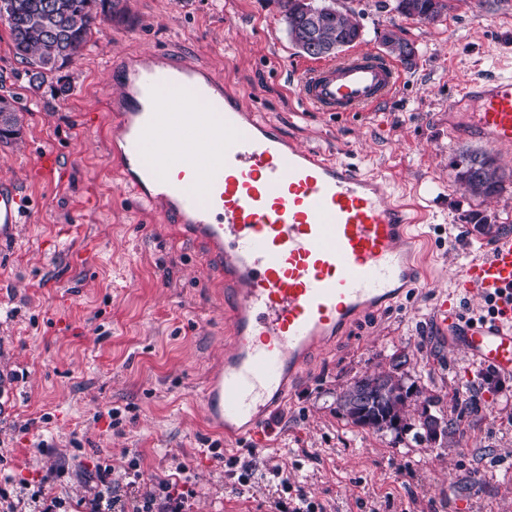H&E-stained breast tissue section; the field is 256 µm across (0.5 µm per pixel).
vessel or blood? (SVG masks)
Returning <instances> with one entry per match:
<instances>
[{
    "label": "vessel or blood",
    "instance_id": "obj_1",
    "mask_svg": "<svg viewBox=\"0 0 512 512\" xmlns=\"http://www.w3.org/2000/svg\"><path fill=\"white\" fill-rule=\"evenodd\" d=\"M107 70L124 189L138 205H161L224 267L233 336L207 385L206 411L225 436L261 442L265 412L311 357L419 283L415 219L409 205L391 200L384 178L285 138L202 66L160 52ZM400 82L392 62L359 50L305 69L300 91L306 104L339 116L374 107ZM459 95L472 109V137L512 146V76L470 82ZM200 100L208 111H196ZM29 208L25 195L0 189V244ZM489 234V255L469 262L455 283L495 301L496 315L461 322L445 294L435 309L441 321L460 322L456 341L477 363L509 372L512 233Z\"/></svg>",
    "mask_w": 512,
    "mask_h": 512
}]
</instances>
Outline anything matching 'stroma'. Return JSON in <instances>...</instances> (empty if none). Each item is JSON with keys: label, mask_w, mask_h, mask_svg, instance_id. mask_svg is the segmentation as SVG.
Wrapping results in <instances>:
<instances>
[{"label": "stroma", "mask_w": 512, "mask_h": 512, "mask_svg": "<svg viewBox=\"0 0 512 512\" xmlns=\"http://www.w3.org/2000/svg\"><path fill=\"white\" fill-rule=\"evenodd\" d=\"M338 5L362 27L358 48L386 54L390 29L415 58L386 101L334 120L299 97L314 59L290 42L278 0H121L64 81L51 75L35 90L0 17V95L25 110L20 139L0 143V184L34 201L16 240L0 246V377L11 383L0 392V471L13 474L25 512L36 494L83 512L97 465L119 481L131 457L151 479L185 464L193 512H278L266 480L229 476L227 458L247 454L280 466L326 512H512V372L484 389L434 311L452 275L488 254L481 221L512 228V147L492 150L502 191L473 197L452 162L485 144L448 122L461 85L512 73V0H452L434 25L397 13L395 0ZM159 50L209 69L284 136L387 177L394 200L427 210L426 277L313 360L275 407L262 448L225 442L206 418L203 392L230 333L223 267L161 208L127 200L113 155L106 64ZM46 149L61 156V181L37 176ZM396 355L407 358L406 384L440 397L446 445L339 413L340 391Z\"/></svg>", "instance_id": "1"}]
</instances>
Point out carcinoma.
<instances>
[{"label": "carcinoma", "instance_id": "1", "mask_svg": "<svg viewBox=\"0 0 512 512\" xmlns=\"http://www.w3.org/2000/svg\"><path fill=\"white\" fill-rule=\"evenodd\" d=\"M288 34L296 32L305 14L316 19V34L324 46L352 45L361 37V26L349 14L339 10L335 0H279ZM116 0H0V17L6 16L12 40L13 54L30 67L31 83L43 80L79 56L87 47L98 25L112 18ZM395 10L423 23H436L448 14V0H396ZM14 100L0 96V141L16 140L22 126ZM486 150H465L453 161L455 182L479 198H490L501 189L504 177L488 185L481 180L465 178L469 162ZM407 363L402 356L392 360L387 376L392 381L391 393L372 404L364 413L348 406L347 389L337 396V406L355 426L376 431L401 433L412 427L416 436L430 441L425 422L412 414V397L424 398V403L436 406L440 397L422 389L405 386L398 370Z\"/></svg>", "mask_w": 512, "mask_h": 512}]
</instances>
